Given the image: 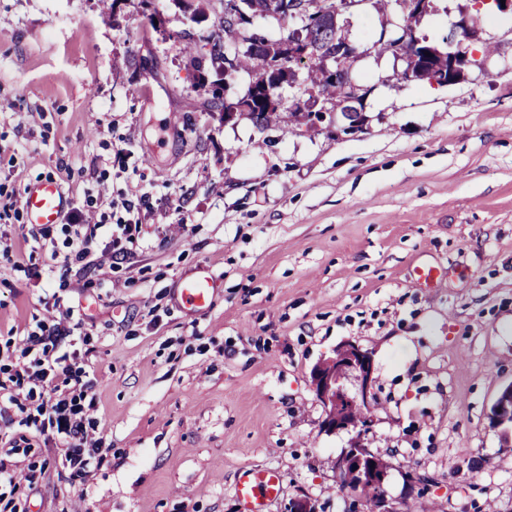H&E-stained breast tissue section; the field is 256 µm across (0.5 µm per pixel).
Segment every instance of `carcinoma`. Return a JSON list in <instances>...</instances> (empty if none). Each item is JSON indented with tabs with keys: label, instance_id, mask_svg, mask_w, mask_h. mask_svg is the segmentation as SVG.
<instances>
[{
	"label": "carcinoma",
	"instance_id": "1",
	"mask_svg": "<svg viewBox=\"0 0 512 512\" xmlns=\"http://www.w3.org/2000/svg\"><path fill=\"white\" fill-rule=\"evenodd\" d=\"M293 0H239L235 9L239 20L248 22L250 18L268 16L286 20L290 18L288 10ZM316 7L311 13L307 24L297 34L296 50L303 48L316 52V56L303 59L288 49V40L272 39L259 33H250L243 38V49L236 57L235 63L229 69H243L253 75V83L248 94L242 99L227 103L219 93H213L208 102V110L219 112L224 119H230L237 112H246L254 124L267 128L273 121L277 111L275 94L285 83H293L297 77V67L307 63L309 72L306 89H311L325 97L340 108L347 118H352L348 109L350 100L356 96V87L350 82L354 55L341 51L345 37L337 18L349 8L345 0H313ZM236 34L235 24L221 17L217 22V31L209 37L208 54H198L192 57L194 67L203 70L206 60L211 62L224 61V37ZM398 42L407 44L405 54L411 67L410 77L413 80L439 81L448 73V52L416 38L412 33L403 32L396 38ZM337 61L340 71L330 74L325 66L327 59ZM339 488L352 490V496L361 502L363 512H374L375 499L365 494L357 493L360 483V473L353 470L338 475Z\"/></svg>",
	"mask_w": 512,
	"mask_h": 512
}]
</instances>
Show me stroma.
<instances>
[{
	"instance_id": "stroma-1",
	"label": "stroma",
	"mask_w": 512,
	"mask_h": 512,
	"mask_svg": "<svg viewBox=\"0 0 512 512\" xmlns=\"http://www.w3.org/2000/svg\"><path fill=\"white\" fill-rule=\"evenodd\" d=\"M191 3L204 21L175 0H0V381L29 367L41 322L82 319L63 350L102 458L73 479L53 428L20 424L35 402L1 397L0 512H243L244 468L282 475L266 512H360L333 468L351 435L325 431L311 379L346 342L373 355L365 439L396 512H512V438L489 419L512 384V11L482 19L483 70L441 87L370 51L403 22L366 0L340 18L362 131L331 115L295 133L294 88L265 131L207 111L212 80L234 101L253 78L199 80L181 34L224 4ZM468 4L429 0L414 35L445 47ZM45 177L87 222H138L123 259L103 234L54 272L62 228L23 207ZM205 265L218 288L201 312L180 288Z\"/></svg>"
}]
</instances>
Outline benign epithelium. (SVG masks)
Here are the masks:
<instances>
[{"label":"benign epithelium","instance_id":"benign-epithelium-1","mask_svg":"<svg viewBox=\"0 0 512 512\" xmlns=\"http://www.w3.org/2000/svg\"><path fill=\"white\" fill-rule=\"evenodd\" d=\"M471 45L461 41L448 53V77L442 79L444 84H454L464 73L463 67L470 56ZM337 356L315 365L311 372L313 388L317 399L323 405L325 419L323 425L331 432L346 431L352 433L347 448L335 458L333 466L336 473L350 469L365 470L361 487L365 494L376 495L379 508L375 512H396L381 493L384 488L387 470L380 468H363L373 460L374 452L364 441L369 429V422H361L356 415L363 407H373L376 403L374 385L376 382L374 360L371 353L357 344L345 343L336 349ZM354 377L358 390L350 394L344 388V380ZM512 418V384L505 387L491 409V424L503 427Z\"/></svg>","mask_w":512,"mask_h":512}]
</instances>
